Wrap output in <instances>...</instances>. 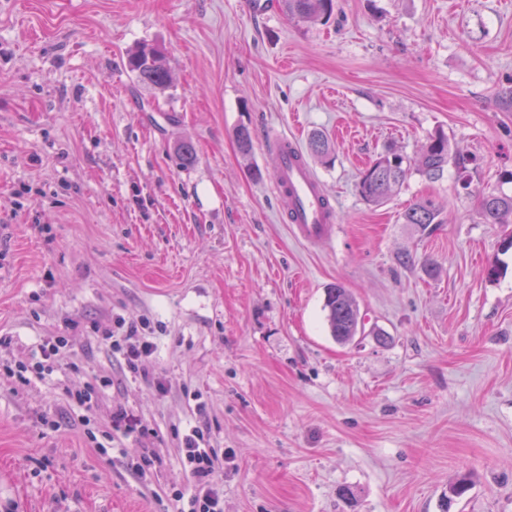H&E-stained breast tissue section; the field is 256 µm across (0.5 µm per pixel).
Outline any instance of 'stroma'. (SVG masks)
Here are the masks:
<instances>
[{
    "instance_id": "stroma-1",
    "label": "stroma",
    "mask_w": 512,
    "mask_h": 512,
    "mask_svg": "<svg viewBox=\"0 0 512 512\" xmlns=\"http://www.w3.org/2000/svg\"><path fill=\"white\" fill-rule=\"evenodd\" d=\"M141 43L169 59L164 93L127 68ZM316 130L336 223L311 245L266 140ZM438 133L442 176L361 196L381 153ZM492 192L512 195V0H336L315 23L250 0H0V512H178L195 426L224 512H512V223L483 222ZM423 198L441 216L419 232L403 213ZM336 282L383 340L336 343ZM130 325L157 383L97 341ZM50 336L64 367L22 383ZM118 409L136 433L111 435Z\"/></svg>"
}]
</instances>
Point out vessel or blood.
I'll return each mask as SVG.
<instances>
[{"instance_id":"b4317fda","label":"vessel or blood","mask_w":512,"mask_h":512,"mask_svg":"<svg viewBox=\"0 0 512 512\" xmlns=\"http://www.w3.org/2000/svg\"><path fill=\"white\" fill-rule=\"evenodd\" d=\"M268 143L276 153L271 187L294 233L309 244L330 239L335 210L322 183L307 162L296 141L280 134Z\"/></svg>"}]
</instances>
